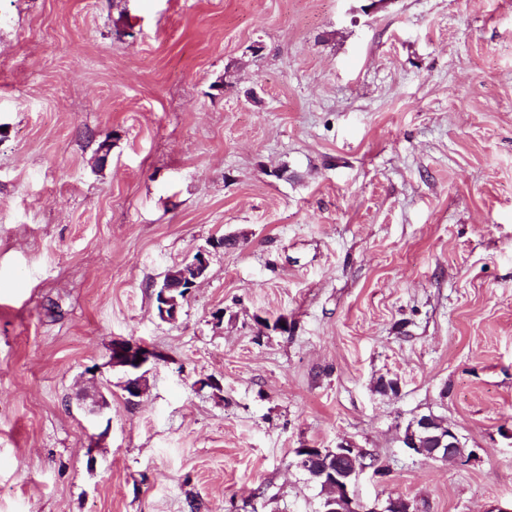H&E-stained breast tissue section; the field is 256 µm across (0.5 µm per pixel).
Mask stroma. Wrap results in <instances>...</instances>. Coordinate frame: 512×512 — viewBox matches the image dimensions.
Wrapping results in <instances>:
<instances>
[{"label": "stroma", "mask_w": 512, "mask_h": 512, "mask_svg": "<svg viewBox=\"0 0 512 512\" xmlns=\"http://www.w3.org/2000/svg\"><path fill=\"white\" fill-rule=\"evenodd\" d=\"M341 442L367 505L512 507V0H0V512H319ZM210 255L211 251L207 248L198 250L190 260L179 266L180 271L177 274L175 286H171L167 281L160 285L158 290L161 292L160 294L159 292L156 293V303H158L160 296V306L164 321L169 323H176L178 321L182 301L187 299L207 276ZM175 290H183L181 301H179L178 297L172 295V292ZM160 306L156 305L158 313L160 312ZM140 355L141 361H137ZM162 358V353L155 348L134 339H113L108 352V364L116 369H125V380L122 390L128 400L140 397L146 387V373L144 367L153 361ZM433 420L437 429L448 426V430L436 432L427 417H419L413 422L414 425L407 435H403V447L413 456L440 461H447L448 456L454 454L456 448L462 447L460 451L464 453L458 433L444 419L433 416ZM424 441L429 447L424 446ZM329 449V448H328ZM336 451L329 449L330 452H335V455L330 454L324 449V453L320 456V460L317 462V466L319 468L335 470L341 469L344 470L347 474L351 473L358 467L357 459H345L352 457H362L365 458L366 454L360 448H353L352 445L346 443H339L336 446ZM342 458V459H336Z\"/></svg>", "instance_id": "1"}]
</instances>
